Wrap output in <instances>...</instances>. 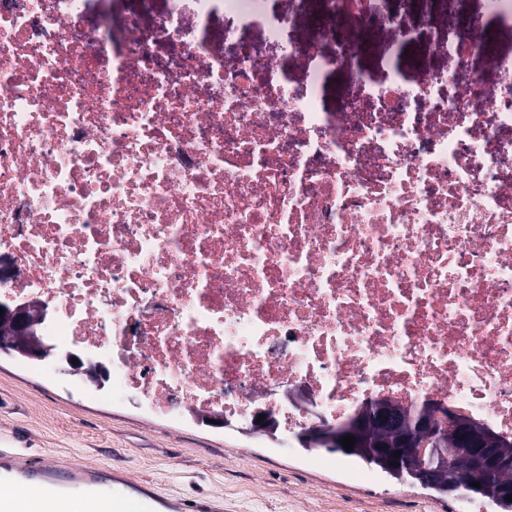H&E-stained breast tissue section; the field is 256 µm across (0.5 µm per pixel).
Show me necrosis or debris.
<instances>
[{"instance_id": "necrosis-or-debris-1", "label": "necrosis or debris", "mask_w": 512, "mask_h": 512, "mask_svg": "<svg viewBox=\"0 0 512 512\" xmlns=\"http://www.w3.org/2000/svg\"><path fill=\"white\" fill-rule=\"evenodd\" d=\"M327 2L300 90L278 20L273 59L231 28L0 0V301L52 308L44 333L99 355L113 399L270 410L280 448L375 400L512 440V59L488 89L475 24L438 46L456 72L362 71L329 111L363 31L407 32L396 0Z\"/></svg>"}]
</instances>
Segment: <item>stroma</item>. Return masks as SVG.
<instances>
[{"label": "stroma", "instance_id": "stroma-1", "mask_svg": "<svg viewBox=\"0 0 512 512\" xmlns=\"http://www.w3.org/2000/svg\"><path fill=\"white\" fill-rule=\"evenodd\" d=\"M295 36L288 70L305 82L307 28L323 0H266ZM428 26L402 51L407 69L445 71L454 64L436 44L448 32L439 0H418ZM386 28L372 31L367 50L326 80L325 104L355 95L356 67L378 69L388 53ZM59 471H94L103 484L123 485L130 498L148 494L177 501L179 512H496L486 500L438 495L384 474L361 483L341 468L312 459L306 448L276 451L272 440L240 429H215L153 413L143 398L112 401L103 391L57 368L0 356V455Z\"/></svg>", "mask_w": 512, "mask_h": 512}]
</instances>
